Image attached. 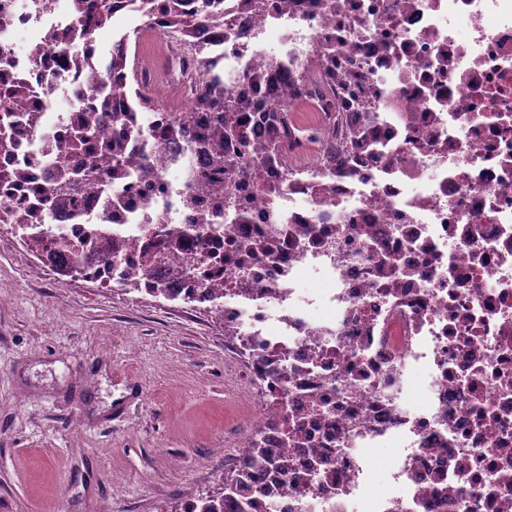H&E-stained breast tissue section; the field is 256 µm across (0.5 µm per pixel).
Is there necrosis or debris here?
<instances>
[{"label":"necrosis or debris","instance_id":"1","mask_svg":"<svg viewBox=\"0 0 512 512\" xmlns=\"http://www.w3.org/2000/svg\"><path fill=\"white\" fill-rule=\"evenodd\" d=\"M92 22L0 0V237L219 317L251 388L240 447L288 454L271 512H512V0H224L198 39L249 109L222 116L156 13L142 80L188 125L126 94L88 111L120 82ZM372 448L400 451L388 485Z\"/></svg>","mask_w":512,"mask_h":512}]
</instances>
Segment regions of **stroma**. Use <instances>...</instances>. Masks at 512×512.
I'll use <instances>...</instances> for the list:
<instances>
[{
  "label": "stroma",
  "mask_w": 512,
  "mask_h": 512,
  "mask_svg": "<svg viewBox=\"0 0 512 512\" xmlns=\"http://www.w3.org/2000/svg\"><path fill=\"white\" fill-rule=\"evenodd\" d=\"M246 422L216 319L0 241V512H159L220 482Z\"/></svg>",
  "instance_id": "obj_1"
}]
</instances>
